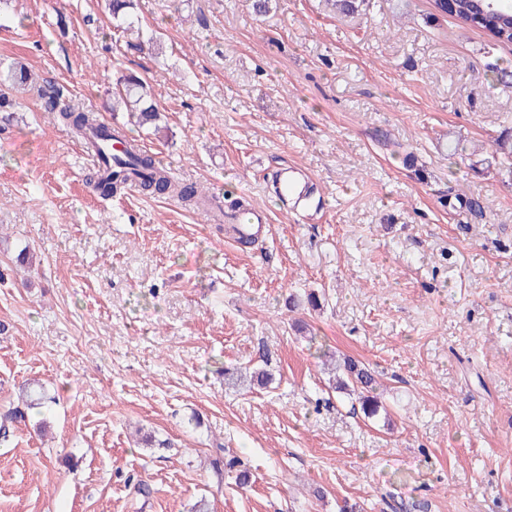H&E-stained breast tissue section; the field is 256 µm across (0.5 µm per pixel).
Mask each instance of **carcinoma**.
I'll use <instances>...</instances> for the list:
<instances>
[{"label":"carcinoma","instance_id":"1","mask_svg":"<svg viewBox=\"0 0 512 512\" xmlns=\"http://www.w3.org/2000/svg\"><path fill=\"white\" fill-rule=\"evenodd\" d=\"M455 8L447 10L439 0H430L436 15H450L463 27L483 29L497 43L512 44V10L496 2L494 6L476 19L469 0H454ZM133 0H111L109 9L112 19L125 26L126 31H134L136 21L131 18L129 9ZM35 82L32 74L22 65L0 64V112L10 106L8 95L15 87H24ZM114 96L117 98L112 110L119 108L135 115L140 123L152 124L159 120L157 105L147 91L146 84L133 75H123L116 83ZM48 111L59 113L61 123L81 138L91 150L101 158L98 169L90 183L102 196H112L126 189L128 180L137 178L139 190L149 195H167L175 197L188 207H198L210 202L193 184H181L174 181L168 171L156 166L153 155L134 145H127L121 151L112 149V140L118 136L101 122L93 112L75 110L60 105L59 101L50 102ZM336 389L357 396L366 418L376 417L380 410V401L374 396L377 380L365 365L346 358L335 367ZM24 412L15 408L0 414V436L5 437L9 426L21 421Z\"/></svg>","mask_w":512,"mask_h":512}]
</instances>
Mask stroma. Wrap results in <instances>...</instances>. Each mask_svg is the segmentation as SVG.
<instances>
[{"label": "stroma", "instance_id": "1", "mask_svg": "<svg viewBox=\"0 0 512 512\" xmlns=\"http://www.w3.org/2000/svg\"><path fill=\"white\" fill-rule=\"evenodd\" d=\"M253 3L137 0L157 52L107 0H0V62L41 86L0 128V413L39 400L0 439V512H512V45L429 0ZM128 72L160 132L113 111ZM52 91L269 235L102 198ZM326 354L374 371L388 418L330 388ZM253 367L267 387L224 375ZM267 221L268 217L266 213L254 208H249L246 219L239 224H235L232 229V241L235 243H241L243 241L248 242L259 239L264 233Z\"/></svg>", "mask_w": 512, "mask_h": 512}]
</instances>
